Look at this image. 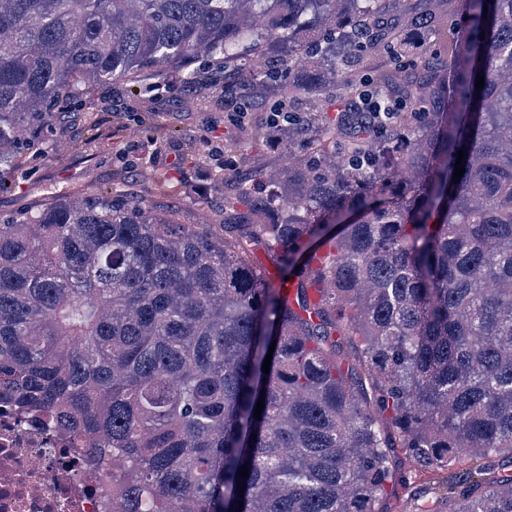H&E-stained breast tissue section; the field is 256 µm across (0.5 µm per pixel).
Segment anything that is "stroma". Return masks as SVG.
<instances>
[{"mask_svg":"<svg viewBox=\"0 0 512 512\" xmlns=\"http://www.w3.org/2000/svg\"><path fill=\"white\" fill-rule=\"evenodd\" d=\"M234 73L196 104L177 76L144 91L116 81L95 91L96 113H66L63 136L48 152L31 157L0 192V219L49 206L60 195L120 191L174 212L179 223L209 224L224 217L225 196L248 187L259 171L284 164L280 142L254 146L249 133L269 122V107L252 97L243 123L227 116L225 100L247 94ZM484 478L481 460L467 458L451 469H413L396 486L387 512H417L436 501L459 477Z\"/></svg>","mask_w":512,"mask_h":512,"instance_id":"1","label":"stroma"}]
</instances>
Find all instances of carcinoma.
I'll return each instance as SVG.
<instances>
[{
	"mask_svg": "<svg viewBox=\"0 0 512 512\" xmlns=\"http://www.w3.org/2000/svg\"><path fill=\"white\" fill-rule=\"evenodd\" d=\"M202 69L308 100L250 134L288 164L224 237L109 191L1 222L0 397L92 443L115 512H385L396 448L512 455V0H0V191L98 86ZM425 512H512V476Z\"/></svg>",
	"mask_w": 512,
	"mask_h": 512,
	"instance_id": "1",
	"label": "carcinoma"
}]
</instances>
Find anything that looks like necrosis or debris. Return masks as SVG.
<instances>
[{
	"label": "necrosis or debris",
	"mask_w": 512,
	"mask_h": 512,
	"mask_svg": "<svg viewBox=\"0 0 512 512\" xmlns=\"http://www.w3.org/2000/svg\"><path fill=\"white\" fill-rule=\"evenodd\" d=\"M103 481L72 433L0 400V512H112Z\"/></svg>",
	"instance_id": "obj_1"
}]
</instances>
